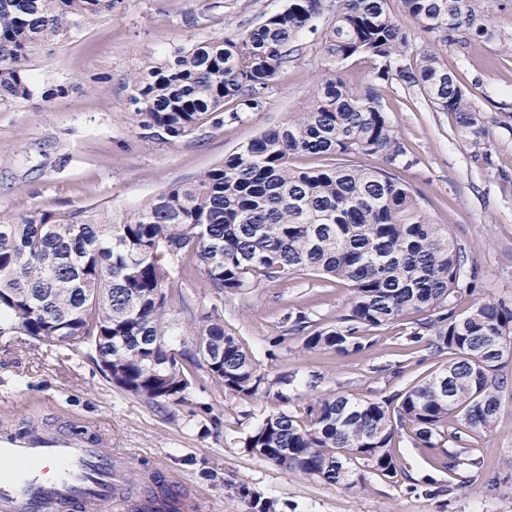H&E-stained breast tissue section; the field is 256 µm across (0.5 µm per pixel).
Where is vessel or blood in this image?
<instances>
[{
  "mask_svg": "<svg viewBox=\"0 0 512 512\" xmlns=\"http://www.w3.org/2000/svg\"><path fill=\"white\" fill-rule=\"evenodd\" d=\"M126 483L124 462L99 441L47 425L0 434V512H105Z\"/></svg>",
  "mask_w": 512,
  "mask_h": 512,
  "instance_id": "vessel-or-blood-1",
  "label": "vessel or blood"
}]
</instances>
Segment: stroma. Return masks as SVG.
<instances>
[{"label":"stroma","instance_id":"obj_1","mask_svg":"<svg viewBox=\"0 0 512 512\" xmlns=\"http://www.w3.org/2000/svg\"><path fill=\"white\" fill-rule=\"evenodd\" d=\"M285 0H124L111 16L72 39L36 54L30 73L40 90L67 93L0 104V214L95 207L127 211L175 183L221 164L225 155L265 129L288 121L324 75L316 35L267 93L263 111L199 132L192 139H143L127 119L124 77L176 43L229 35L281 9ZM491 39L440 49L442 61L472 90L489 142H463L454 114L435 112L417 91L392 85L382 104L407 150L396 173L419 195L428 214L447 225L479 275L459 295L458 310L491 296L512 309V8L492 6ZM186 296L217 306L226 332L252 351L266 379L291 375L296 405L314 399L305 381L317 372L328 388L368 398L401 390L436 363L426 344L405 350L411 321L371 332L360 353L305 354L301 337L285 331L299 311L333 324L350 303V290L320 277L290 276L245 296H217L203 279L184 282ZM509 388L495 424L466 437L465 463L448 473L439 450L401 442V473L384 480L365 472L349 489L304 479L248 453L241 441L271 408L263 398L226 396L207 382L189 404L164 412L115 387L92 362L62 346L20 335L0 336V431L43 421L98 437L128 459L133 481L152 471L172 477L199 512H512V354L502 361Z\"/></svg>","mask_w":512,"mask_h":512}]
</instances>
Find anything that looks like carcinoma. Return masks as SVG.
Masks as SVG:
<instances>
[{
  "instance_id": "carcinoma-1",
  "label": "carcinoma",
  "mask_w": 512,
  "mask_h": 512,
  "mask_svg": "<svg viewBox=\"0 0 512 512\" xmlns=\"http://www.w3.org/2000/svg\"><path fill=\"white\" fill-rule=\"evenodd\" d=\"M390 0H286L284 9L231 36L177 44L124 78L128 120L144 139L185 138L241 121L300 52L298 40L330 14L321 32L325 76L288 122L267 129L196 179L173 184L133 210L36 211L0 217V333L61 345L101 368L112 385L149 406L186 400L206 377L235 397L273 395L279 409L242 447L302 478L357 486L368 468L398 476L393 445L406 435L423 448L489 428L499 411V369L512 353V310L486 299L466 313L457 294L477 277L461 245L435 223L394 168L406 150L382 91L394 81L456 116L472 146L488 129L472 93L441 62L439 44L489 35L483 0H400L420 42ZM121 0H0V104L29 100V62L112 14ZM363 62L352 90L341 72ZM386 167H370L368 156ZM295 156L320 160L313 168ZM316 273L351 288L348 314L320 326L297 312L289 331L307 353L362 352L363 333L414 314L410 344L426 342L448 363L377 400L322 389L291 412L288 377L265 381L255 357L224 330L216 307L178 295L190 341L176 347L169 285L203 278L218 295H246L257 283Z\"/></svg>"
}]
</instances>
